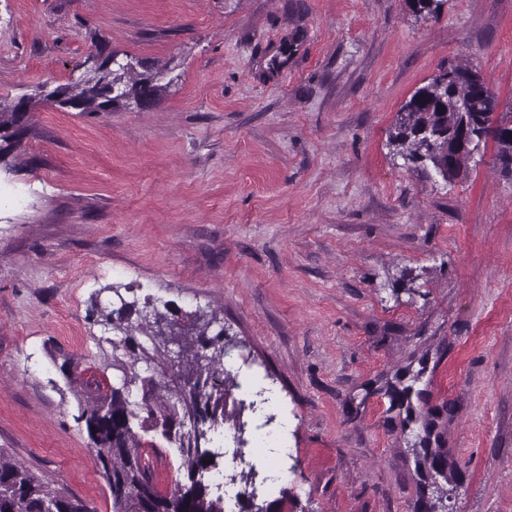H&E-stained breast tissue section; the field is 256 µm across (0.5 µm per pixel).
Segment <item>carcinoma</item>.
Masks as SVG:
<instances>
[{"mask_svg": "<svg viewBox=\"0 0 512 512\" xmlns=\"http://www.w3.org/2000/svg\"><path fill=\"white\" fill-rule=\"evenodd\" d=\"M129 68L116 74L105 64L87 71L72 85L37 87L35 97L59 109L76 101L83 112H103L149 92L158 100L164 86L140 78L136 69L144 63L125 55ZM120 81L125 97L103 98ZM497 98L477 71L448 65L432 81L418 88L397 112L389 134L396 154L417 164L446 183L461 174L466 160L480 146L492 141L501 171L512 175V122L494 119ZM166 311L154 309L145 318L136 302L126 305L93 304L94 323L114 333L104 338L109 347H99L102 373L118 374L117 385L90 383L81 379L79 362L59 354L56 364L67 384L81 398L75 421L84 426L96 449L99 472L112 493V512H224L221 497L211 496L212 477L219 469L218 453L210 447L214 419L226 420L224 391L236 385L235 376L224 368V325L195 312L185 314V325ZM174 342L185 363L176 366L168 343ZM175 446L179 469L186 482L176 481L167 494L152 481L138 431ZM423 460L433 472L445 476L446 461L429 447V437L420 441ZM0 512H96L85 502L43 484L29 469L0 453Z\"/></svg>", "mask_w": 512, "mask_h": 512, "instance_id": "carcinoma-1", "label": "carcinoma"}]
</instances>
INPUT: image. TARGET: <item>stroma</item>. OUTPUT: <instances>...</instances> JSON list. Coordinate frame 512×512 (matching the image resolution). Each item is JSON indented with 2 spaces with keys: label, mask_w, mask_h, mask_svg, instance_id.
<instances>
[{
  "label": "stroma",
  "mask_w": 512,
  "mask_h": 512,
  "mask_svg": "<svg viewBox=\"0 0 512 512\" xmlns=\"http://www.w3.org/2000/svg\"><path fill=\"white\" fill-rule=\"evenodd\" d=\"M99 50L176 80L143 109L36 105L0 148V451L112 512L52 357L101 379L87 314L118 289L223 319L235 445L286 444L255 480L284 512H512V178L491 143L449 184L388 144L450 64L512 113V0H0L1 98ZM424 429L426 431V436L424 438H422L421 441H420V444H421L420 451H421V453L423 455V460L425 462H428L429 465H430V469L427 471L426 477L427 478L430 477V478L434 479L433 483H436V482H438V477H445V474H446V472H445L446 461H445V459L443 458L442 454L439 451H437V450H435L433 448H429V443H430L429 435H430V433L428 432L426 426H425ZM436 462L440 463L439 467H436V465H435ZM431 469H433L434 474L431 473ZM436 475H437V477L435 478Z\"/></svg>",
  "instance_id": "obj_1"
}]
</instances>
